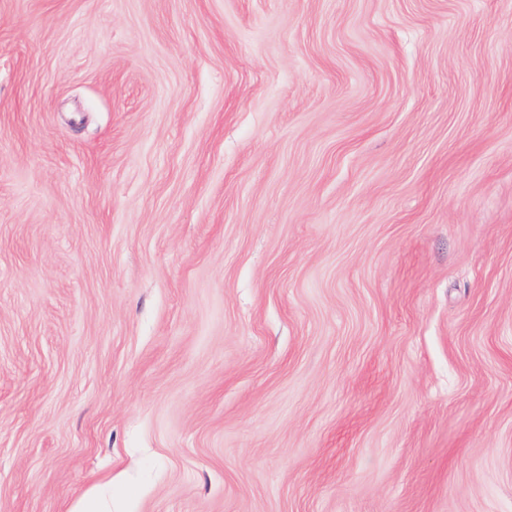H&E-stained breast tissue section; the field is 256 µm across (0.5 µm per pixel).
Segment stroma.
Here are the masks:
<instances>
[{
	"mask_svg": "<svg viewBox=\"0 0 512 512\" xmlns=\"http://www.w3.org/2000/svg\"><path fill=\"white\" fill-rule=\"evenodd\" d=\"M512 512V0H0V512Z\"/></svg>",
	"mask_w": 512,
	"mask_h": 512,
	"instance_id": "stroma-1",
	"label": "stroma"
}]
</instances>
